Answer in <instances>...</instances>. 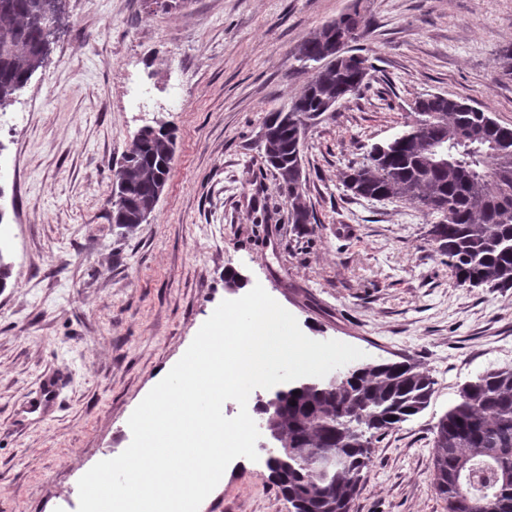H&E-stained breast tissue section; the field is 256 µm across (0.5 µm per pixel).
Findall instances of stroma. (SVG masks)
Wrapping results in <instances>:
<instances>
[{"label": "stroma", "mask_w": 512, "mask_h": 512, "mask_svg": "<svg viewBox=\"0 0 512 512\" xmlns=\"http://www.w3.org/2000/svg\"><path fill=\"white\" fill-rule=\"evenodd\" d=\"M43 68L0 110V512H77L79 478L131 442L128 419L242 275L311 339L432 377L428 406L381 436L352 512H446L435 426L461 385L512 367V289L458 283L416 205L353 197L341 174L441 94L512 127V0H67ZM359 6L368 84L309 121L297 228L262 160L268 112L309 73L313 31ZM177 131L150 223L112 224V175L143 126ZM63 375L56 399L33 407ZM235 459L199 512H292L266 467Z\"/></svg>", "instance_id": "1"}]
</instances>
